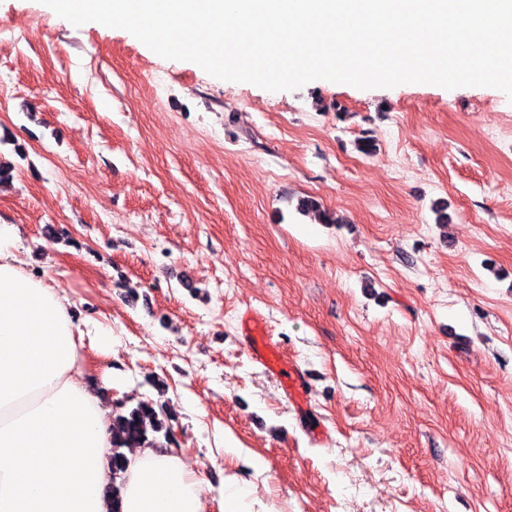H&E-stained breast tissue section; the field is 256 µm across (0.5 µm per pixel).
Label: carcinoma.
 <instances>
[{
    "mask_svg": "<svg viewBox=\"0 0 512 512\" xmlns=\"http://www.w3.org/2000/svg\"><path fill=\"white\" fill-rule=\"evenodd\" d=\"M297 209L303 214H313L325 224L332 220L321 203L305 197L298 202ZM112 431L117 437L112 439V512H121V491L124 486V473L127 467L125 449L136 444L140 447L169 448L173 445L170 421L173 412L164 405H157L150 400L133 401L131 398L113 402Z\"/></svg>",
    "mask_w": 512,
    "mask_h": 512,
    "instance_id": "obj_1",
    "label": "carcinoma"
}]
</instances>
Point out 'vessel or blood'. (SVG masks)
Instances as JSON below:
<instances>
[{
    "instance_id": "1",
    "label": "vessel or blood",
    "mask_w": 512,
    "mask_h": 512,
    "mask_svg": "<svg viewBox=\"0 0 512 512\" xmlns=\"http://www.w3.org/2000/svg\"><path fill=\"white\" fill-rule=\"evenodd\" d=\"M241 328L257 361L266 371L280 378L288 400L296 405L306 402V388L299 371L279 357L266 334L264 316L253 310L246 311L241 319Z\"/></svg>"
}]
</instances>
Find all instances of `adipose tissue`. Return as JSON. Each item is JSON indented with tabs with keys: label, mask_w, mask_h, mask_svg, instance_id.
<instances>
[{
	"label": "adipose tissue",
	"mask_w": 512,
	"mask_h": 512,
	"mask_svg": "<svg viewBox=\"0 0 512 512\" xmlns=\"http://www.w3.org/2000/svg\"><path fill=\"white\" fill-rule=\"evenodd\" d=\"M14 240L0 224V512H111L108 395L90 387L64 297ZM127 458L122 512H208L203 479L175 449Z\"/></svg>",
	"instance_id": "obj_1"
}]
</instances>
